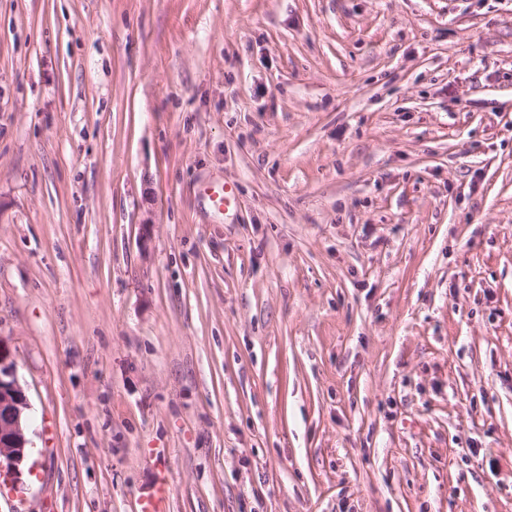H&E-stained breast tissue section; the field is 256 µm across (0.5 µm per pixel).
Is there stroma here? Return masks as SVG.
Listing matches in <instances>:
<instances>
[{
	"instance_id": "1",
	"label": "stroma",
	"mask_w": 512,
	"mask_h": 512,
	"mask_svg": "<svg viewBox=\"0 0 512 512\" xmlns=\"http://www.w3.org/2000/svg\"><path fill=\"white\" fill-rule=\"evenodd\" d=\"M0 340V512H512V0H0ZM9 347L0 340V485L17 477L27 456L26 395L18 384Z\"/></svg>"
}]
</instances>
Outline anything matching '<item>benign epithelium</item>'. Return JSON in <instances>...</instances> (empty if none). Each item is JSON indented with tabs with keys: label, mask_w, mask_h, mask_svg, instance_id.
<instances>
[{
	"label": "benign epithelium",
	"mask_w": 512,
	"mask_h": 512,
	"mask_svg": "<svg viewBox=\"0 0 512 512\" xmlns=\"http://www.w3.org/2000/svg\"><path fill=\"white\" fill-rule=\"evenodd\" d=\"M26 395L13 370L9 347L0 340V479L20 473L27 456Z\"/></svg>",
	"instance_id": "7a95c632"
}]
</instances>
